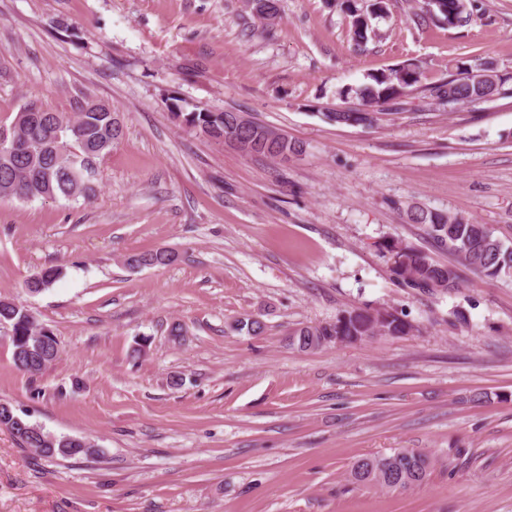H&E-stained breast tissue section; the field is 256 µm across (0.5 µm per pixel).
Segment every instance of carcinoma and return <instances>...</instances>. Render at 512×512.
<instances>
[{"label": "carcinoma", "instance_id": "1", "mask_svg": "<svg viewBox=\"0 0 512 512\" xmlns=\"http://www.w3.org/2000/svg\"><path fill=\"white\" fill-rule=\"evenodd\" d=\"M340 10L350 18V35L356 47L365 46L376 36L370 16L389 13L392 0H373L369 12L359 8L357 0H337ZM473 0H438L422 2L414 13V22L429 20L453 28L467 26L473 16ZM493 61L476 57L454 64L455 72L448 80L427 88L439 99L448 100V110L481 103L490 96L512 94V75L495 71V81L484 80L487 66ZM423 73L420 66L407 62L395 68L378 70L367 75V81L339 91L342 97L355 96L359 105L397 104L407 92L420 87ZM241 112H176L174 117L184 125L208 137L223 141L235 139L245 148L241 152L275 160H286L303 152V145L287 134L274 130L254 119L243 123ZM324 118L336 125L373 127L387 116L385 112H325ZM124 135V125L115 112H100L87 102L79 111L55 112L34 103L24 105L13 120L0 123V140L17 141L24 151L20 155L0 151V201H33L50 199L72 201L91 199L95 189L84 161L103 160L112 146ZM408 220L424 227L426 234L448 248L455 261L435 262L425 251L404 243L390 241L383 248L390 255V272L397 283L428 292L448 293L460 287L466 271L487 279L512 276V247L496 237L485 224H477L454 214L437 213L418 205L406 209ZM174 262L171 251L156 250L125 257L130 268L167 266ZM61 270L45 268L25 281L30 294L49 288ZM0 326L10 330L12 357H21L30 366L32 375L42 372L59 355L52 332L39 324L22 305L7 298L0 299ZM413 324L407 314L393 308L344 311L333 321L305 325L288 336V345L302 352L336 343L363 341L374 336H401L410 333ZM16 439L24 449L54 458H93L87 449L65 441L44 428L18 432ZM434 466L430 455L402 448L390 454L363 457L349 471V480L358 486L377 487L386 491H406L422 485Z\"/></svg>", "mask_w": 512, "mask_h": 512}]
</instances>
